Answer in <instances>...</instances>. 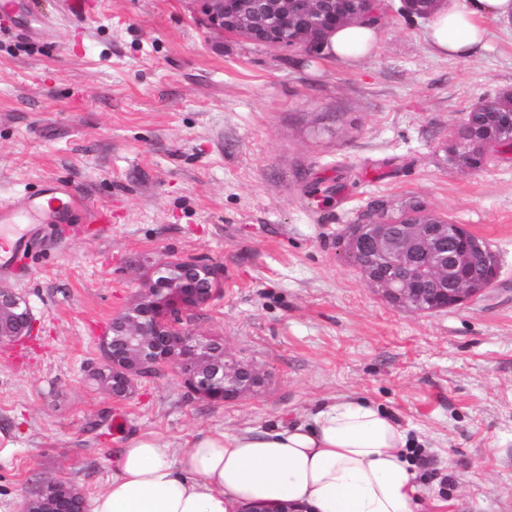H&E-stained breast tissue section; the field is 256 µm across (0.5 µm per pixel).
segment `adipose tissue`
Masks as SVG:
<instances>
[{
    "label": "adipose tissue",
    "instance_id": "adipose-tissue-1",
    "mask_svg": "<svg viewBox=\"0 0 512 512\" xmlns=\"http://www.w3.org/2000/svg\"><path fill=\"white\" fill-rule=\"evenodd\" d=\"M512 20V0H451L430 23L438 54L483 48L487 19ZM375 27L350 23L323 47L350 62L368 56ZM401 425L373 403L338 396L306 421L195 435L187 448L137 435L113 459L106 490L88 512H242L256 504L291 512H417L423 489Z\"/></svg>",
    "mask_w": 512,
    "mask_h": 512
}]
</instances>
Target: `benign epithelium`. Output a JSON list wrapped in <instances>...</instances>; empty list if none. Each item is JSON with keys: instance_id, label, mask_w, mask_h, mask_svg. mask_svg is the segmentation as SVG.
Segmentation results:
<instances>
[{"instance_id": "1", "label": "benign epithelium", "mask_w": 512, "mask_h": 512, "mask_svg": "<svg viewBox=\"0 0 512 512\" xmlns=\"http://www.w3.org/2000/svg\"><path fill=\"white\" fill-rule=\"evenodd\" d=\"M280 9L281 25L270 28L257 15L262 0L248 7L236 0H193L209 33L222 38L245 31L252 40L281 49L287 41L315 51L313 31L338 19L340 24L377 18L381 0H273ZM452 157L458 166L471 170V155L488 160L501 145L499 140L466 141L451 136ZM369 235L348 236L347 248L366 255L364 278L390 303L433 312L461 306L491 287L498 272L495 252L481 237L461 224L436 221L424 208L406 212L396 224H370ZM197 270L172 283L141 280L137 294L112 319V333L119 337L114 352L101 341V358L91 368L95 376L112 368V384L106 391L112 400L128 399L136 379L154 370L171 368L180 373L191 395L218 402L235 401L254 392L265 375L229 354L216 338L196 332L183 333L169 321L171 311L197 313L220 293L195 285ZM31 311L13 289L0 286V342L29 334Z\"/></svg>"}]
</instances>
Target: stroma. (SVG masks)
Masks as SVG:
<instances>
[{"mask_svg": "<svg viewBox=\"0 0 512 512\" xmlns=\"http://www.w3.org/2000/svg\"><path fill=\"white\" fill-rule=\"evenodd\" d=\"M91 2L87 26L39 0L40 38L0 35V197L57 178L112 212L110 237L34 243L13 285L34 327L23 358L0 343V512L48 480L98 495L131 436L181 449L343 394L406 429L421 512H512V147L477 171L448 159L469 108L512 92V23L487 21L486 47L450 58L429 20L385 0L374 53L349 65L213 38L188 0ZM377 198L467 225L498 255L494 284L460 308L391 305L340 242ZM145 256L223 266L194 327L261 388L213 403L170 371L115 402L91 384Z\"/></svg>", "mask_w": 512, "mask_h": 512, "instance_id": "1", "label": "stroma"}]
</instances>
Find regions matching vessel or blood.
<instances>
[{
    "label": "vessel or blood",
    "mask_w": 512,
    "mask_h": 512,
    "mask_svg": "<svg viewBox=\"0 0 512 512\" xmlns=\"http://www.w3.org/2000/svg\"><path fill=\"white\" fill-rule=\"evenodd\" d=\"M47 22L36 0H0V30L38 34ZM110 229L104 208L93 205L70 183L46 180L39 193H18L0 201V279L25 276L24 258L32 240L74 237L85 225Z\"/></svg>",
    "instance_id": "vessel-or-blood-1"
}]
</instances>
